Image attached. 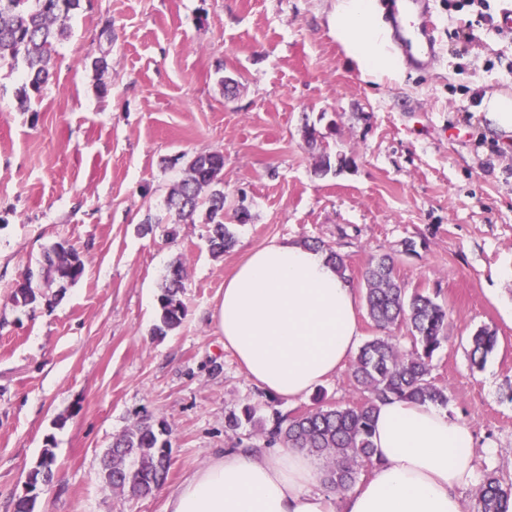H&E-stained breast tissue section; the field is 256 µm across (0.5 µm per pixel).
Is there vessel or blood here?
<instances>
[{
    "mask_svg": "<svg viewBox=\"0 0 512 512\" xmlns=\"http://www.w3.org/2000/svg\"><path fill=\"white\" fill-rule=\"evenodd\" d=\"M427 7V0H389L385 6L393 41L407 64L415 69L425 67L438 53L433 21L424 22L413 32L406 27L408 13L416 11L423 14Z\"/></svg>",
    "mask_w": 512,
    "mask_h": 512,
    "instance_id": "vessel-or-blood-1",
    "label": "vessel or blood"
}]
</instances>
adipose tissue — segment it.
<instances>
[{
	"instance_id": "adipose-tissue-1",
	"label": "adipose tissue",
	"mask_w": 512,
	"mask_h": 512,
	"mask_svg": "<svg viewBox=\"0 0 512 512\" xmlns=\"http://www.w3.org/2000/svg\"><path fill=\"white\" fill-rule=\"evenodd\" d=\"M336 37L365 75L397 74L377 0H336ZM358 294L322 252L274 241L249 252L215 313L224 345L264 391L296 399L332 378L361 338ZM377 462L346 495L324 486L298 448H233L166 492L164 512H462L458 488L477 483L474 436L431 404L378 403Z\"/></svg>"
}]
</instances>
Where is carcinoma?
<instances>
[{
    "label": "carcinoma",
    "mask_w": 512,
    "mask_h": 512,
    "mask_svg": "<svg viewBox=\"0 0 512 512\" xmlns=\"http://www.w3.org/2000/svg\"><path fill=\"white\" fill-rule=\"evenodd\" d=\"M83 0H0V68L22 71L25 81L15 91L22 108L28 110L53 76L54 47L71 31L70 20ZM182 176L167 197L169 224H192L197 211L206 208L207 243L219 258L234 244L224 224V155L220 152L183 153ZM313 247L324 252L340 274L346 273L344 257L318 241ZM80 253L57 242L47 248L39 276L47 281L75 283L85 273ZM33 271L24 275L11 300L20 306H36L51 300L33 287ZM185 266H170L159 296L158 320L153 331L165 336L177 329L186 316L181 299ZM365 308L378 334L360 346L350 369V387L358 397L347 403H327L322 394L315 406L288 414L268 406L257 414L254 405L230 412L225 430L237 432L242 422L253 425L260 444L302 448L323 461L324 483L335 491L354 486L361 472L375 465L372 418L377 402L392 398L448 406V389L432 376L434 353L450 341L448 311L433 297L408 289L399 282L395 259L390 254L373 257L364 272ZM498 342L486 328L471 337L470 363L480 368ZM171 443L164 424L155 426L142 419L112 442L103 457L102 480L133 496L153 494L163 486L170 468ZM55 473V456L45 449L28 476L33 486H48ZM477 512H509L512 485L503 486L492 473L481 479Z\"/></svg>",
    "instance_id": "carcinoma-1"
}]
</instances>
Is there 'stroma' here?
Instances as JSON below:
<instances>
[{"mask_svg": "<svg viewBox=\"0 0 512 512\" xmlns=\"http://www.w3.org/2000/svg\"><path fill=\"white\" fill-rule=\"evenodd\" d=\"M487 3L479 24L464 0H434L437 57L380 82L332 31L335 0H91L35 110L15 99L19 73L0 69V512H14L46 448L55 476L35 512H163L167 490L235 446L230 411L312 406L258 388L212 318L225 279L272 240L331 245L359 290L370 258L393 254L404 287L447 308L433 375L449 417L474 431L477 472L512 484V135L476 115L485 93L512 97V34L492 21L500 0ZM308 126L321 144L306 143ZM212 151L224 155L235 239L220 258L204 212L165 222L176 157ZM58 241L84 255V276L42 285L51 305L13 304ZM177 261L187 316L158 338L157 297ZM483 327L499 345L475 369L469 339ZM145 417L168 425L171 467L163 490L133 498L99 470L113 438Z\"/></svg>", "mask_w": 512, "mask_h": 512, "instance_id": "35a3bbf8", "label": "stroma"}]
</instances>
